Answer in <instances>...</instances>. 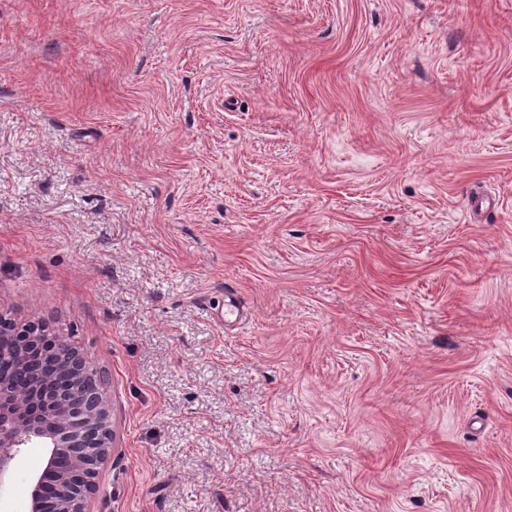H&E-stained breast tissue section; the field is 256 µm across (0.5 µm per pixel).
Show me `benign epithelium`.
<instances>
[{"instance_id": "1", "label": "benign epithelium", "mask_w": 512, "mask_h": 512, "mask_svg": "<svg viewBox=\"0 0 512 512\" xmlns=\"http://www.w3.org/2000/svg\"><path fill=\"white\" fill-rule=\"evenodd\" d=\"M71 342L38 319L18 320L0 312V352L7 349L18 364L37 356L56 363L61 386L37 383L18 393L8 374L0 372V492L12 484L15 459L33 445L48 455L45 469L28 481V512H93L91 502L99 471L114 451L112 407L104 387L82 393L92 367L69 365Z\"/></svg>"}]
</instances>
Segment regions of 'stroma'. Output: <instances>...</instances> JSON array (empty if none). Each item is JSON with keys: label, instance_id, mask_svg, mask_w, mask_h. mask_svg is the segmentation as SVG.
<instances>
[{"label": "stroma", "instance_id": "35a3bbf8", "mask_svg": "<svg viewBox=\"0 0 512 512\" xmlns=\"http://www.w3.org/2000/svg\"><path fill=\"white\" fill-rule=\"evenodd\" d=\"M0 311L94 512H512V0H0ZM71 345L39 319L18 320L0 312V353L8 349L19 365L31 356L53 361L61 379L53 391L37 383L19 394L9 375L0 372V494L12 484L15 459L28 445L43 448L45 469L55 476L52 484H45L42 472L29 479L28 512H93L99 471L114 451L107 392L100 386L91 396L82 393L84 378L96 371L90 364L81 370L69 365ZM40 358L17 372L21 388L34 380L57 379L54 364ZM71 391L79 395L72 397Z\"/></svg>", "mask_w": 512, "mask_h": 512}]
</instances>
